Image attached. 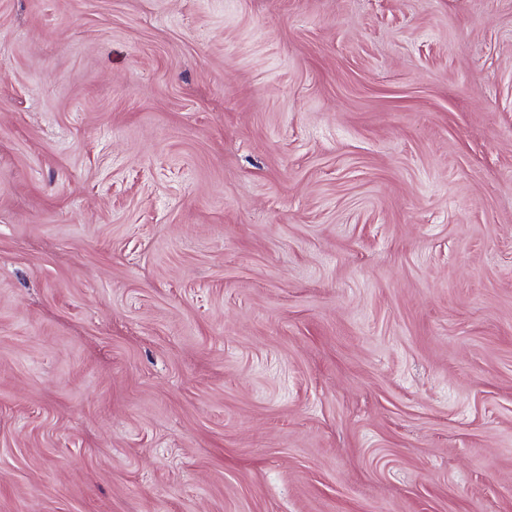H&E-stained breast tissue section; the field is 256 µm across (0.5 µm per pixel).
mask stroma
I'll use <instances>...</instances> for the list:
<instances>
[{
  "label": "stroma",
  "mask_w": 512,
  "mask_h": 512,
  "mask_svg": "<svg viewBox=\"0 0 512 512\" xmlns=\"http://www.w3.org/2000/svg\"><path fill=\"white\" fill-rule=\"evenodd\" d=\"M0 512H512V0H0Z\"/></svg>",
  "instance_id": "obj_1"
}]
</instances>
